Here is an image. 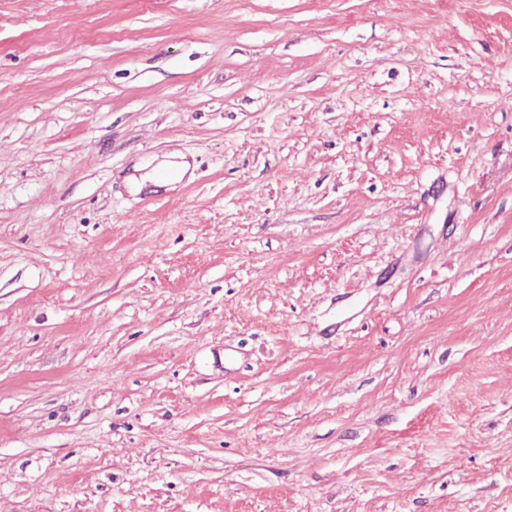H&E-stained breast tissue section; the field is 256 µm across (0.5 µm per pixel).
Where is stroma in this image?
<instances>
[{
	"instance_id": "35a3bbf8",
	"label": "stroma",
	"mask_w": 512,
	"mask_h": 512,
	"mask_svg": "<svg viewBox=\"0 0 512 512\" xmlns=\"http://www.w3.org/2000/svg\"><path fill=\"white\" fill-rule=\"evenodd\" d=\"M0 512H512V0H0Z\"/></svg>"
}]
</instances>
